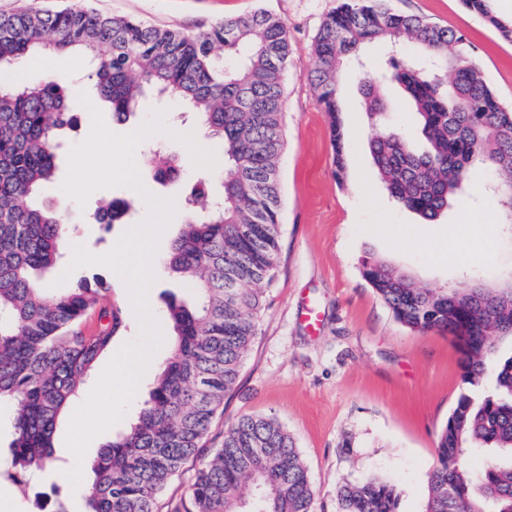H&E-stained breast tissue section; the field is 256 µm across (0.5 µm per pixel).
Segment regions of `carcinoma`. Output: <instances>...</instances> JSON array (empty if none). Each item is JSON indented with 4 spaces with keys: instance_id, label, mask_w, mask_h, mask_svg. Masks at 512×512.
<instances>
[{
    "instance_id": "obj_1",
    "label": "carcinoma",
    "mask_w": 512,
    "mask_h": 512,
    "mask_svg": "<svg viewBox=\"0 0 512 512\" xmlns=\"http://www.w3.org/2000/svg\"><path fill=\"white\" fill-rule=\"evenodd\" d=\"M460 3L512 41V23L494 13L492 0ZM376 43L419 50L414 60L391 56L375 76L364 70L361 86V112L376 124L386 112L384 85H399L426 142L416 150L394 129L371 140L374 170L391 201L437 221L483 168L492 174L496 224L512 225V105L491 88L461 35L395 11L387 0H341L315 39L308 80L327 114L337 179L346 170L337 75ZM59 52L92 57L94 87L117 120H128L150 91L174 96L224 147L217 178L185 198L168 256L196 303H168L170 356L136 422L87 462L93 479L85 512H155L158 496L191 458L199 459L195 479L174 512H242L250 495L259 497L260 512H312L307 469L275 420L244 415L225 428L214 454L201 455L257 336L262 285L274 279L281 253L286 25L256 11L187 33L80 3L0 13V70ZM74 123L71 92L61 82L25 74L0 87V408L12 429L10 465L23 473L47 468L60 415L122 320L98 276L63 293L48 284L70 224L44 191L56 177L57 139ZM151 171L157 183L173 181L181 160L159 151ZM128 207L102 200L93 219L115 224ZM362 276L410 330L446 332L463 343L462 389L437 436L426 512H512V354L501 350L512 340V299L502 300L512 275L419 288L411 274L372 258ZM93 315L100 326L88 334L83 322ZM481 449L489 458L475 473L469 456ZM399 500L395 484L375 478L339 494L340 512H397Z\"/></svg>"
}]
</instances>
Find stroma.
Returning <instances> with one entry per match:
<instances>
[{
    "mask_svg": "<svg viewBox=\"0 0 512 512\" xmlns=\"http://www.w3.org/2000/svg\"><path fill=\"white\" fill-rule=\"evenodd\" d=\"M105 14L122 15L159 27L193 30L228 17L267 10L288 28L291 50L285 104L286 149L281 160L283 206L281 256L276 277L264 290L265 306L258 334L242 366L236 388L206 439L207 449L220 447L227 424L244 415L277 420L293 438L315 491L313 512H338V491L346 484L377 477L397 484L398 512H425L427 483L437 463L440 428L448 419L461 381L458 354L447 334H419L398 322L362 276V262L382 258L405 269L422 288L456 286L469 270L498 280L512 269V238L502 235L493 201L483 192L485 172H475L472 189L458 197L447 216L422 224L413 212L393 205L376 179L368 144L380 127L416 137L410 109L396 88L385 98L381 126L369 125L358 111L361 75L344 70L339 93L346 105L340 119L346 141V175L337 181L326 116L308 81L315 67L314 43L323 20L340 0H84ZM394 8L422 16L464 36L497 95L512 103V42L483 19L464 10L459 0H391ZM53 70L33 59L34 76L60 80L77 91H90L92 64L87 57L58 54ZM75 128L59 141L55 183L47 201L63 204L71 241L91 252H107L147 213L134 190L117 187L93 193L85 207L62 200L60 182L67 171L70 147L82 141L91 126L90 114L72 100ZM164 112L167 133L146 138L136 150V163L149 192L182 208L188 186L212 178L213 170L195 166L176 133L189 130L203 148L217 150L216 141L195 115L175 99L142 100L128 122L104 111L110 130L128 133L153 113ZM163 145L183 159L178 180L152 182L150 158ZM132 201L121 223L103 227L91 215L101 198ZM173 216L162 233L153 259L155 281L148 304L157 321L165 319V297L186 304L195 298L168 268L170 246L180 229ZM467 225L468 239L455 247L451 235ZM101 275L107 296L122 310L123 323L114 343L139 335V323L121 279L104 267H84L66 281L75 287L83 278ZM69 423L60 420L54 436L51 468L40 475L0 478V494L11 493L14 512H52L63 503L81 512L77 488L64 473L75 464L65 446Z\"/></svg>",
    "mask_w": 512,
    "mask_h": 512,
    "instance_id": "stroma-1",
    "label": "stroma"
}]
</instances>
